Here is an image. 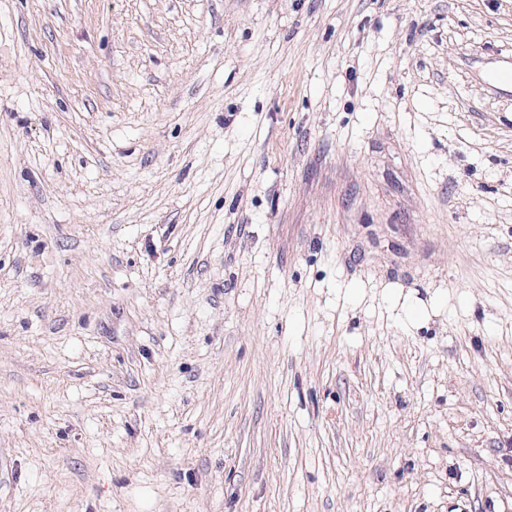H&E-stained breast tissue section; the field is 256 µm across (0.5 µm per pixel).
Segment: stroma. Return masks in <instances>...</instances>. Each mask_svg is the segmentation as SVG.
<instances>
[{"label": "stroma", "mask_w": 512, "mask_h": 512, "mask_svg": "<svg viewBox=\"0 0 512 512\" xmlns=\"http://www.w3.org/2000/svg\"><path fill=\"white\" fill-rule=\"evenodd\" d=\"M512 0H0V512H512Z\"/></svg>", "instance_id": "1"}]
</instances>
